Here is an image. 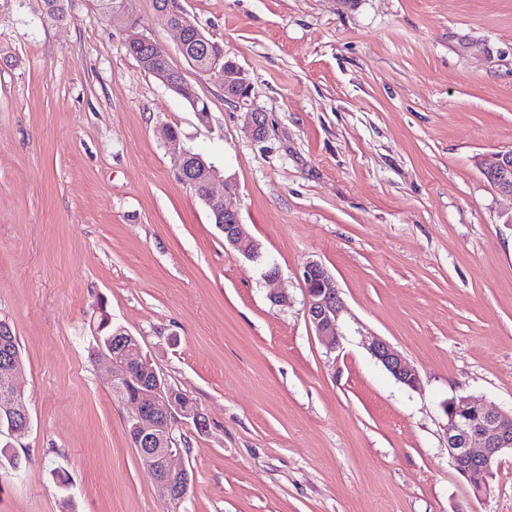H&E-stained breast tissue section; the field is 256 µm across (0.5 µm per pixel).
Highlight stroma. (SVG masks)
Masks as SVG:
<instances>
[{
    "label": "stroma",
    "instance_id": "35a3bbf8",
    "mask_svg": "<svg viewBox=\"0 0 512 512\" xmlns=\"http://www.w3.org/2000/svg\"><path fill=\"white\" fill-rule=\"evenodd\" d=\"M178 4L247 73L264 141L155 0L127 12L206 115L139 67L95 0H66L60 21L0 0V319L31 418L0 512H512V453L474 495L442 409L512 408V199L479 167L512 150V0ZM165 125L214 164L216 193L233 184L261 261L225 246ZM311 260L346 306L331 351L306 319ZM104 316L205 418L183 428L180 503L160 501L134 409L90 355ZM376 336L417 388L373 359ZM369 351L396 382L410 389L419 385L416 368L388 342L376 337L369 345Z\"/></svg>",
    "mask_w": 512,
    "mask_h": 512
}]
</instances>
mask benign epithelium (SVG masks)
I'll return each instance as SVG.
<instances>
[{
  "label": "benign epithelium",
  "instance_id": "7a95c632",
  "mask_svg": "<svg viewBox=\"0 0 512 512\" xmlns=\"http://www.w3.org/2000/svg\"><path fill=\"white\" fill-rule=\"evenodd\" d=\"M125 0L107 12L117 26L128 32L126 47L144 44L154 57L168 60L156 42L144 33L135 31L125 16ZM169 25L179 35V46L189 65L194 58L187 55L188 32L196 33V48L211 55L208 75L224 81V101L231 105L246 106L253 91L252 83L243 69L226 57L224 50L207 38L189 15L172 0L162 9ZM150 74L180 96L186 95L193 109L203 116L208 112L207 104L197 95L179 69L156 68ZM247 124L257 140L266 136V118L253 110L246 113ZM165 146L179 158L178 175L187 185L195 186L191 175L196 171L205 174L199 198L209 207L210 214L218 219L217 227L224 233V242L246 258L260 257V245L240 222L238 212L226 203V197L213 194V182L217 170L208 166L204 158L185 148L178 136L166 126L160 130ZM482 174L498 193L512 197V150L498 152L482 166ZM306 291V318L321 344L333 349L341 336L340 317L344 303L335 280L327 270L315 261L307 262L302 271ZM132 334L123 328L113 335V341L100 347V356L112 366L109 381L123 389L132 391L130 400L135 412L129 419V435L139 453L142 464L153 474L158 496L165 503H176L179 494L190 483L188 469L175 465L183 455L182 427L194 421L200 423L201 413L180 390L170 385L154 367L151 359L141 347L126 352V338ZM369 351L382 367L399 384L414 389L419 385L416 368L392 345L381 338H374ZM21 372L17 363L3 367L0 371V411L12 415L9 438H23L30 425L15 379ZM446 423L443 425L447 438L448 455L456 471L471 485L475 495L486 490L488 478L499 456L512 451V409L489 408L469 396H460L443 403Z\"/></svg>",
  "mask_w": 512,
  "mask_h": 512
}]
</instances>
